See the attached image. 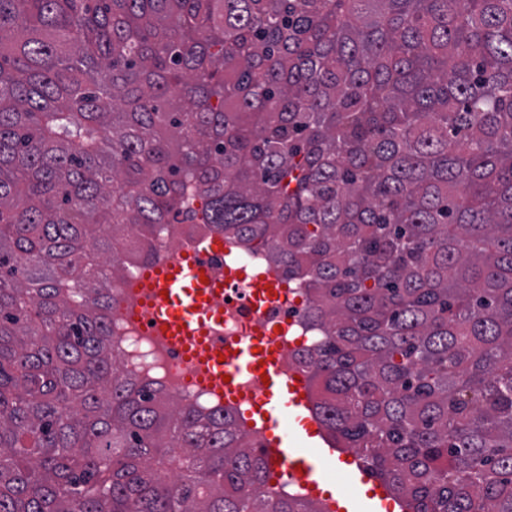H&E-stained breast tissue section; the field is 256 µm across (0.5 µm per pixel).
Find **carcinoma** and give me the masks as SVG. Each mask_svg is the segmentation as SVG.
I'll return each instance as SVG.
<instances>
[{"instance_id":"1","label":"carcinoma","mask_w":512,"mask_h":512,"mask_svg":"<svg viewBox=\"0 0 512 512\" xmlns=\"http://www.w3.org/2000/svg\"><path fill=\"white\" fill-rule=\"evenodd\" d=\"M194 199L304 286L333 443L512 512V0H0V512H324L110 343Z\"/></svg>"}]
</instances>
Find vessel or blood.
Returning a JSON list of instances; mask_svg holds the SVG:
<instances>
[{"instance_id": "vessel-or-blood-1", "label": "vessel or blood", "mask_w": 512, "mask_h": 512, "mask_svg": "<svg viewBox=\"0 0 512 512\" xmlns=\"http://www.w3.org/2000/svg\"><path fill=\"white\" fill-rule=\"evenodd\" d=\"M208 273V267L193 250L154 265L146 280L144 296L154 315L152 331L177 346L208 385L246 405L250 399L238 390L240 376L250 373L278 380L279 350L271 341L256 339L234 342L222 350L212 346L207 325L215 315L209 299L221 284L210 279ZM262 400L272 405L271 411L263 416L262 429L266 432L284 426L311 406L306 385L299 380L290 383L287 394L275 398L267 392ZM327 454L324 448L297 454L284 435L266 442L267 488L288 480L305 488L314 485Z\"/></svg>"}]
</instances>
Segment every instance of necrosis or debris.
I'll return each mask as SVG.
<instances>
[{
    "instance_id": "4bbe7bcc",
    "label": "necrosis or debris",
    "mask_w": 512,
    "mask_h": 512,
    "mask_svg": "<svg viewBox=\"0 0 512 512\" xmlns=\"http://www.w3.org/2000/svg\"><path fill=\"white\" fill-rule=\"evenodd\" d=\"M150 246L163 260L196 249L201 259L218 275L231 267L258 275L274 271L264 253L248 249L234 240L220 239L206 225L192 221L176 219L163 225ZM144 247L135 235L118 244L119 250L126 255V269L112 280L110 321L121 366L128 373L159 384L165 394L183 404L203 410L222 408L224 400L211 389L196 383L194 371L180 351L152 335L148 317L134 321L125 313L126 308L135 303L134 284L148 264L142 255ZM217 305L224 310V322L213 327L210 333L212 344L224 347L237 340L276 331L284 374L298 372L300 356L313 351L319 343V332L309 323L304 290L300 286L283 284L276 299L263 301L257 299L251 282L242 280L225 287Z\"/></svg>"
}]
</instances>
